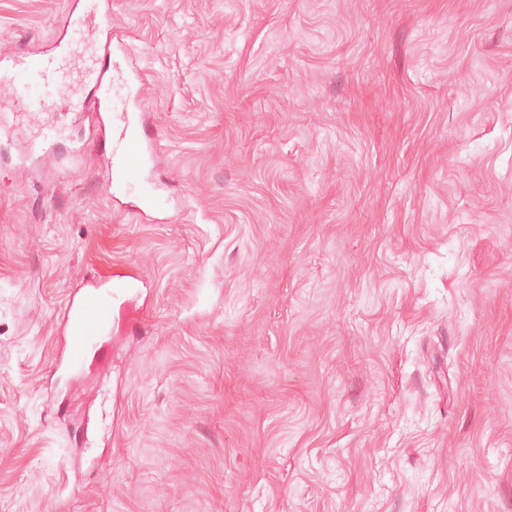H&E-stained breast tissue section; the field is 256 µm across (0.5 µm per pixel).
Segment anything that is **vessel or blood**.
Wrapping results in <instances>:
<instances>
[{
  "mask_svg": "<svg viewBox=\"0 0 512 512\" xmlns=\"http://www.w3.org/2000/svg\"><path fill=\"white\" fill-rule=\"evenodd\" d=\"M87 79L91 93L79 101L53 99L72 74ZM0 81L25 82L19 107L40 111L58 105L63 113H86L103 142L109 199L132 197L143 215L165 204L157 175L159 136L146 111L144 73L124 36L112 27V0H72L62 28L36 53L0 57ZM109 280L97 277L71 291L57 321L63 347L55 367H76L112 319Z\"/></svg>",
  "mask_w": 512,
  "mask_h": 512,
  "instance_id": "b4317fda",
  "label": "vessel or blood"
}]
</instances>
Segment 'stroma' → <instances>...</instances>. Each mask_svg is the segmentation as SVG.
Masks as SVG:
<instances>
[{"mask_svg": "<svg viewBox=\"0 0 512 512\" xmlns=\"http://www.w3.org/2000/svg\"><path fill=\"white\" fill-rule=\"evenodd\" d=\"M69 0H0V52ZM172 206L0 88V512H512V0H114ZM119 295L52 369L70 291Z\"/></svg>", "mask_w": 512, "mask_h": 512, "instance_id": "stroma-1", "label": "stroma"}]
</instances>
